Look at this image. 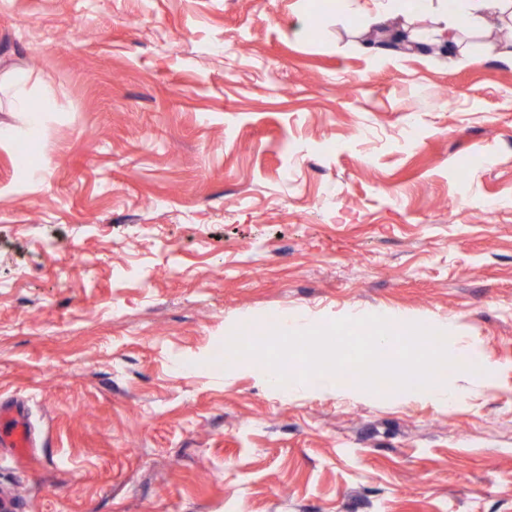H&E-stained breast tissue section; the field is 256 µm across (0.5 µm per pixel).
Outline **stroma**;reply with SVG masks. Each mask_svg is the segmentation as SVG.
I'll use <instances>...</instances> for the list:
<instances>
[{"label": "stroma", "instance_id": "35a3bbf8", "mask_svg": "<svg viewBox=\"0 0 512 512\" xmlns=\"http://www.w3.org/2000/svg\"><path fill=\"white\" fill-rule=\"evenodd\" d=\"M315 2L0 0V127L25 77L47 171L0 141L23 512H512V64L368 54ZM273 312L444 321L486 369L446 405L211 363Z\"/></svg>", "mask_w": 512, "mask_h": 512}]
</instances>
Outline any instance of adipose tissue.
<instances>
[{
	"instance_id": "obj_1",
	"label": "adipose tissue",
	"mask_w": 512,
	"mask_h": 512,
	"mask_svg": "<svg viewBox=\"0 0 512 512\" xmlns=\"http://www.w3.org/2000/svg\"><path fill=\"white\" fill-rule=\"evenodd\" d=\"M490 17L512 24V0H454L453 7H439L435 33L440 44L456 46L462 33L481 29Z\"/></svg>"
}]
</instances>
